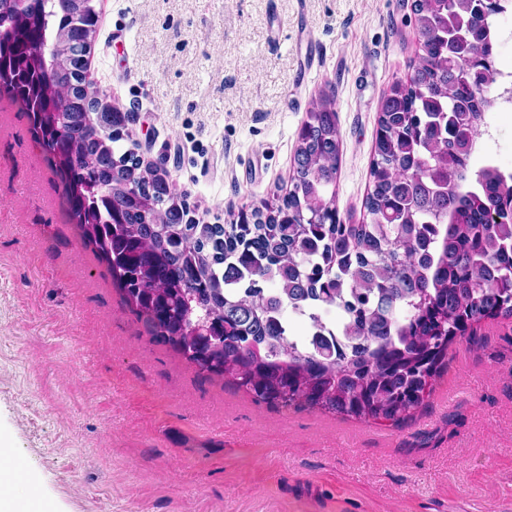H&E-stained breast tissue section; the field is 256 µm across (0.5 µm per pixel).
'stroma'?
Returning <instances> with one entry per match:
<instances>
[{
  "instance_id": "stroma-1",
  "label": "stroma",
  "mask_w": 512,
  "mask_h": 512,
  "mask_svg": "<svg viewBox=\"0 0 512 512\" xmlns=\"http://www.w3.org/2000/svg\"><path fill=\"white\" fill-rule=\"evenodd\" d=\"M411 4L95 0L89 78L202 224L290 189L328 96L336 209L365 223L384 93L422 53ZM487 121L471 169L512 172V110ZM0 437L20 492L58 512H512V320L457 341L398 426L256 401L152 336L70 221L27 113L0 112Z\"/></svg>"
}]
</instances>
